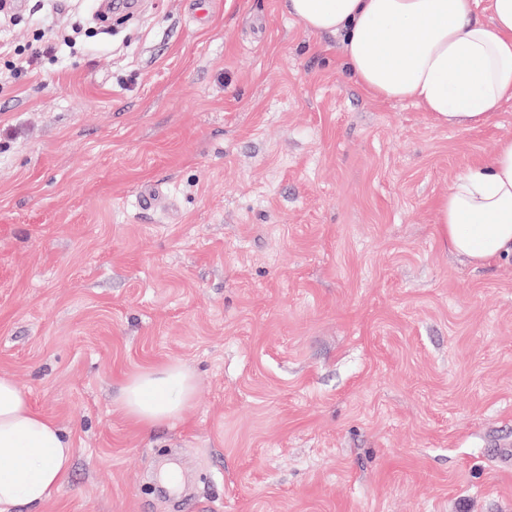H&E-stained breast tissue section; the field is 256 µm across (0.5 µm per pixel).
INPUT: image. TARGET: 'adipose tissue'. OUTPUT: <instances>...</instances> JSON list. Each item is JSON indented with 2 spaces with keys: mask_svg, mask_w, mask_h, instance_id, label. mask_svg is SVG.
I'll use <instances>...</instances> for the list:
<instances>
[{
  "mask_svg": "<svg viewBox=\"0 0 512 512\" xmlns=\"http://www.w3.org/2000/svg\"><path fill=\"white\" fill-rule=\"evenodd\" d=\"M308 29L339 35L343 62L372 98L410 101L439 123L474 128L512 102V0H288ZM449 249L475 266L512 261V138L468 167L438 206ZM191 373L171 363L126 379L119 404L143 429L182 419ZM70 439L0 375V512L38 506L68 478Z\"/></svg>",
  "mask_w": 512,
  "mask_h": 512,
  "instance_id": "1",
  "label": "adipose tissue"
}]
</instances>
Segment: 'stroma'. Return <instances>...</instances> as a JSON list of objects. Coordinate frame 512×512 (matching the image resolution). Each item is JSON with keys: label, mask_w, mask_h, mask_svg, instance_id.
<instances>
[{"label": "stroma", "mask_w": 512, "mask_h": 512, "mask_svg": "<svg viewBox=\"0 0 512 512\" xmlns=\"http://www.w3.org/2000/svg\"><path fill=\"white\" fill-rule=\"evenodd\" d=\"M98 8L0 61V374L75 451L16 512H512V264L438 222L512 104L373 99L285 0ZM173 361L194 397L143 432L118 388Z\"/></svg>", "instance_id": "1"}]
</instances>
